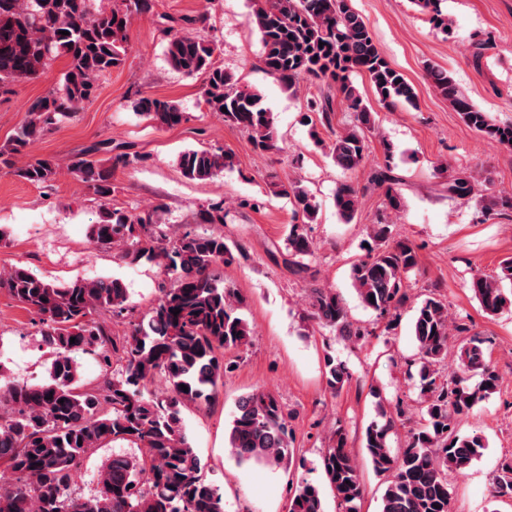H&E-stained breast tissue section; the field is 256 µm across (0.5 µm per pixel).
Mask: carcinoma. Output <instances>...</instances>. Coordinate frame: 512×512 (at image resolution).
<instances>
[{
    "mask_svg": "<svg viewBox=\"0 0 512 512\" xmlns=\"http://www.w3.org/2000/svg\"><path fill=\"white\" fill-rule=\"evenodd\" d=\"M248 2V21L260 37L264 70L290 89L305 78L332 82L355 112L357 124L335 134L329 156L345 170L358 167L367 151L365 132L374 127V120L351 74H365L389 110L416 106L412 85L390 67L349 0ZM439 2L412 0L444 30L448 20ZM150 8V0H124L123 7L110 10L96 7L95 0H0L1 93L21 79L44 74L55 58L67 59L58 86L31 104L24 121L0 146L1 164L38 186L49 187L57 180L61 170L54 161L25 160L29 148L96 97L100 78L124 64L126 26L133 15ZM206 20L207 14L201 13L167 29L169 63L188 77L204 76L207 111L246 131L255 148H277L273 114L262 96L238 86L215 63L216 42L196 31ZM428 75L469 127L504 146L512 144V124H497L470 103L447 71L430 66ZM132 108L160 127L187 121L186 113L171 100L141 96ZM309 111L316 117L308 115L305 120L320 144L317 126H331L332 104L313 103ZM234 157L229 150L192 148L178 154L177 165L185 178L207 181L232 168ZM141 160L136 152H120L106 160L80 158L68 167V173L100 201L98 221L90 225L91 241L117 249L126 262L153 261L165 277L156 304L147 317L131 324L122 348L93 318L98 310L116 318L128 311L129 293L121 279L77 276L55 283L23 265L0 269V291L40 317L39 335L51 355L48 381L0 382V469L12 474L10 483H0V512H224V493L202 475L201 460L185 433L182 408L210 405L228 369L224 352L250 344L251 331L237 313L235 290L224 286L222 268L234 255L220 228L171 237L160 228L155 211L131 213L112 205L110 169ZM371 181L385 189L390 209L401 207L390 169L374 172ZM269 188L292 199L295 213L302 216V223L291 225L285 250L292 272L306 273L304 259L312 255L313 243L305 225L314 220L318 204L295 181L272 180ZM334 203L340 216L351 220L358 207L355 186L339 184ZM225 217L220 204L200 212L203 224L220 225ZM371 238L373 245L352 265L351 278L364 306L385 315L408 301L406 280L418 268V255L411 244L392 241L390 225L381 219L371 226ZM505 281L512 282V257L502 261L497 277L479 275L472 280L470 288L486 313L512 306V296L502 288ZM175 308L180 309L177 315L171 313ZM308 318L346 339L368 335L353 327L343 300L332 289H311ZM454 331L462 334L468 327L449 320L448 306L441 299L425 298L412 324L421 360L425 423L408 431L400 453L391 446L397 419L383 403L377 405V419L364 430V452L373 470L387 479L380 512H450L448 471L468 468L486 448L479 435H453V423L494 393L499 377L490 370L480 344L471 341L459 347V357L464 371L481 372L480 382L470 386L463 376L439 378L434 366L447 356ZM119 350L125 360L121 377L91 388L78 386L75 354L97 351L109 368L111 353ZM325 368L328 387L341 390L350 378L344 364L328 356ZM158 376L167 385L161 396L148 389ZM183 385L188 391L181 389ZM117 442L143 450L145 456L113 455L98 470L97 493L76 495L74 475L81 461ZM227 445L240 465L287 468L295 463L296 449L289 445L282 407L265 388L238 400ZM322 462L339 508L357 512L364 488L341 429H336ZM491 494L512 499V463L502 464L493 475ZM288 512H325L320 488L304 479L297 482Z\"/></svg>",
    "mask_w": 512,
    "mask_h": 512,
    "instance_id": "1",
    "label": "carcinoma"
}]
</instances>
